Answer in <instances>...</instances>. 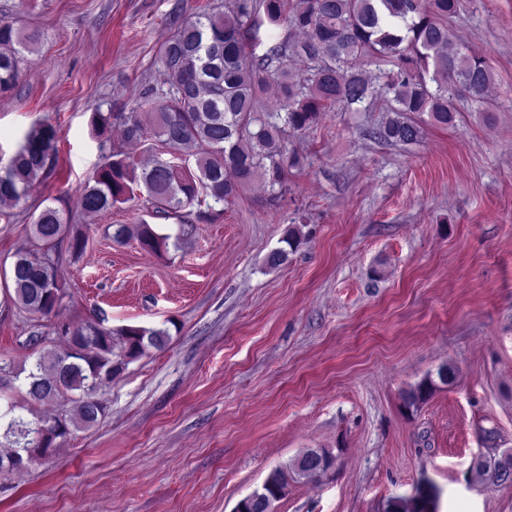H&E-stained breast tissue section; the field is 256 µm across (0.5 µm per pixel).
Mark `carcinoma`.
<instances>
[{
	"label": "carcinoma",
	"mask_w": 512,
	"mask_h": 512,
	"mask_svg": "<svg viewBox=\"0 0 512 512\" xmlns=\"http://www.w3.org/2000/svg\"><path fill=\"white\" fill-rule=\"evenodd\" d=\"M458 6L459 0H224L222 9L202 8L174 25L158 49L167 91L141 94L126 115L95 112L91 119L103 148L105 134L116 124L126 140L154 139L174 155L194 158L195 168L174 162L161 150L141 163L107 146L104 163L79 188L76 209L91 217L144 197L150 217L179 219L176 232L160 233L142 220L111 225L110 237L121 244L135 236L144 249L157 253L179 248L193 236L195 225L223 216L224 204L257 174L266 180L271 199H278L288 168L298 164L285 157V130H306L331 107L350 109L385 97L392 116L375 131L376 137L402 144L418 141L422 128L412 115L426 113L446 126L466 105L484 102L492 82L486 60L454 44L441 23ZM260 7L271 23H286L303 39L256 55L254 16ZM38 39V32L25 34L0 20L1 90L17 83L24 52ZM294 56L316 62L308 76L295 81L288 72V59ZM368 58L390 62L393 68L381 71L373 83L360 71ZM271 81L279 88L274 111L258 104ZM56 142L54 126L41 122L9 157L0 154L5 167L1 203L17 206L28 199L52 170ZM31 229L42 247L15 253L12 300L31 313L49 316L65 297L57 272L60 251L78 257L86 235L67 205L45 206L33 216ZM55 333L66 337L67 345L38 358L30 370L0 365L9 374L0 390L18 382L32 404L63 397L73 404L72 413L64 416L26 420L10 410L0 416V447L11 449L9 456L26 466L48 455L70 428L94 426L105 411L96 391L148 349L160 350L170 341L166 329H112L101 321L59 323ZM434 387L426 378L410 389L406 408L418 407ZM333 466L329 450L309 448L269 473L263 497L279 500L293 484L325 475ZM469 474L474 482L512 486V453L479 456Z\"/></svg>",
	"instance_id": "carcinoma-1"
}]
</instances>
